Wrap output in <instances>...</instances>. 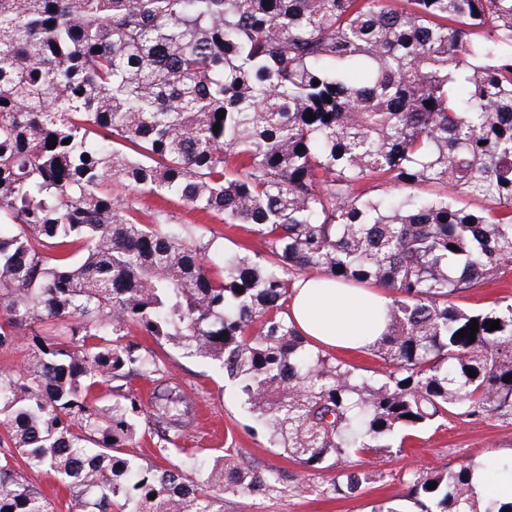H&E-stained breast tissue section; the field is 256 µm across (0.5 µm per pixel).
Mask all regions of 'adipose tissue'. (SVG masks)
Listing matches in <instances>:
<instances>
[{"label":"adipose tissue","mask_w":512,"mask_h":512,"mask_svg":"<svg viewBox=\"0 0 512 512\" xmlns=\"http://www.w3.org/2000/svg\"><path fill=\"white\" fill-rule=\"evenodd\" d=\"M389 303V297L371 288H346L330 279L313 288L300 281L289 313L313 345L361 349L386 332Z\"/></svg>","instance_id":"1"}]
</instances>
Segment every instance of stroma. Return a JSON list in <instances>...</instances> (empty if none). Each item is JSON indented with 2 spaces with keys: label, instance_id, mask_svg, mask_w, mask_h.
<instances>
[{
  "label": "stroma",
  "instance_id": "1",
  "mask_svg": "<svg viewBox=\"0 0 512 512\" xmlns=\"http://www.w3.org/2000/svg\"><path fill=\"white\" fill-rule=\"evenodd\" d=\"M507 297L512 299V265L497 279L459 294L457 302L468 309L484 310ZM159 353L172 382L199 406L182 447L207 456L231 455L267 481L266 490L254 495L225 490L224 512H371L380 501L396 505L400 512H411L413 505L406 495L413 477L512 457V417L494 415L467 421L451 417L441 426L425 429L402 449H381L350 458L349 468L368 473L370 481L358 493L340 497L332 486L335 467L310 470L283 449L271 447L267 434L213 362L168 346Z\"/></svg>",
  "mask_w": 512,
  "mask_h": 512
}]
</instances>
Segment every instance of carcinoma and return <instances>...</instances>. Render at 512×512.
I'll return each instance as SVG.
<instances>
[{
	"label": "carcinoma",
	"instance_id": "cac0c4a2",
	"mask_svg": "<svg viewBox=\"0 0 512 512\" xmlns=\"http://www.w3.org/2000/svg\"><path fill=\"white\" fill-rule=\"evenodd\" d=\"M404 2L0 0V350L31 347L0 371V512H52L28 470L77 512H219L209 490L264 487L222 455L193 477L176 440L195 402L134 327L215 363L312 469L449 415L512 416V301L453 302L512 257V0ZM116 185L221 215L261 250H216L165 207L145 224ZM315 274L391 291L369 347L385 370L289 320ZM474 319L475 340L456 336ZM146 429L182 461L123 456ZM472 470L413 478L416 512H512V495L476 509ZM29 479L41 489L48 502L54 508V512H77L70 511L68 508L69 498L62 491V484L55 476L45 472L33 471L29 473Z\"/></svg>",
	"mask_w": 512,
	"mask_h": 512
}]
</instances>
